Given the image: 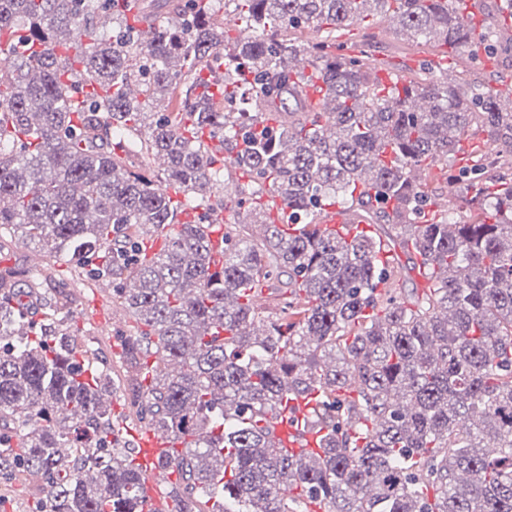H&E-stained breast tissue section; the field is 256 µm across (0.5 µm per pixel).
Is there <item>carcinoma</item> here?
I'll return each instance as SVG.
<instances>
[{"mask_svg":"<svg viewBox=\"0 0 512 512\" xmlns=\"http://www.w3.org/2000/svg\"><path fill=\"white\" fill-rule=\"evenodd\" d=\"M135 3L147 42L120 0H0V238L115 284L133 416L180 445L179 512H512V112L430 63L388 86L364 55L297 36L393 16L477 61L512 51V0L481 23L458 0H224L235 39L214 0ZM300 55L307 73L287 67ZM436 164L463 194L426 219L413 171ZM333 204L374 230L322 226ZM224 211L214 268L202 225ZM396 248L420 260L412 297ZM34 302L0 273V476L43 472L34 512H144L147 470L104 401L118 374L59 327L69 295L28 327ZM276 416L320 453L276 447Z\"/></svg>","mask_w":512,"mask_h":512,"instance_id":"carcinoma-1","label":"carcinoma"}]
</instances>
